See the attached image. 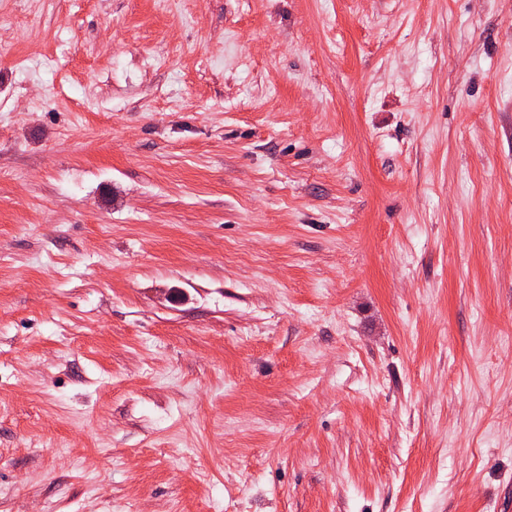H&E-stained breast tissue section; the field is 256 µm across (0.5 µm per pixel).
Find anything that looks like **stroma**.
Here are the masks:
<instances>
[{
  "label": "stroma",
  "instance_id": "1",
  "mask_svg": "<svg viewBox=\"0 0 512 512\" xmlns=\"http://www.w3.org/2000/svg\"><path fill=\"white\" fill-rule=\"evenodd\" d=\"M0 512H512V0H0Z\"/></svg>",
  "mask_w": 512,
  "mask_h": 512
}]
</instances>
